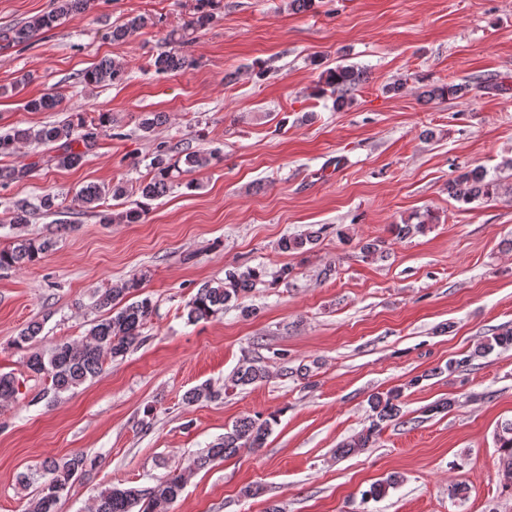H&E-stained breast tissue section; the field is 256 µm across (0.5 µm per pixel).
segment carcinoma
I'll return each instance as SVG.
<instances>
[{
  "mask_svg": "<svg viewBox=\"0 0 512 512\" xmlns=\"http://www.w3.org/2000/svg\"><path fill=\"white\" fill-rule=\"evenodd\" d=\"M90 0H55L54 8L46 13L35 15L23 25L0 32V47L5 49L15 44L30 41L38 34L56 27L61 20L86 11ZM219 0H191L189 12L181 27L168 34L170 50L155 58L153 66L158 73L179 72L192 64L186 47L192 42L194 31L207 25L213 18V11ZM154 26L156 22L146 16H136L112 27V40L125 41L137 31ZM125 78L123 66L114 60L104 59L98 65L82 74V82L88 87L103 84H119ZM361 81V72L353 65H338L323 72L315 94L321 95L330 88L336 94L334 104L342 110L350 104L351 91ZM471 89V84L442 83L430 86L424 95L431 100L448 97H461ZM60 97L45 94L25 103L29 112H40L55 108ZM112 129V115L102 112L89 118L81 112H74L71 118L57 124L45 125L39 129L14 127L0 132V157L16 153L21 144H36L43 147L37 154L38 160L24 168L0 166V187L26 177L43 164H53L59 168H76L97 146L101 136ZM174 147L166 141L156 143L149 162V174L134 187L127 188L116 184L101 187L94 184L80 188L73 196V203L84 211L97 212L104 224H136L145 215V202L162 197L175 185H183L191 190L196 187L194 180H186L183 175L210 166L218 158L215 150H195L185 153L182 160L173 158ZM512 192V186H504L496 177L480 167L458 171L448 180V196L463 205L475 202H488L502 191ZM139 195L142 201L136 207L122 211L100 209V203L107 196L119 199L128 193ZM57 196L46 193L38 198L37 204L26 200L14 203L9 212L8 226L15 230L10 245L0 248V270L19 269L42 258L56 245L57 238L72 229L70 224H57L41 236L30 237L21 232L28 224L34 208L52 211L57 207ZM432 221V215L423 216L417 224L392 225L396 237L403 238L414 232H421ZM322 226L305 234L285 236L280 239L278 249L284 254L305 251L314 245L325 232ZM292 268L284 265L271 275L264 267L240 266L224 270V278L208 282L198 288L186 304V321L192 324L208 320L224 311V306L246 297L258 285L265 283L270 276L276 281H285ZM146 274L132 273L110 288L98 293L95 301L98 309L106 312V317L91 324L86 339L81 342L61 341L49 352L37 350L32 342L41 332V324L34 322L23 329L15 339V344L26 351L25 366L36 374L45 375L50 386L45 388L43 397L55 400L61 394L70 392L85 382L98 376L108 362L126 357L137 344L144 341L143 326L155 312V304L149 297L141 296ZM512 348V328L492 334L484 346L473 352L480 356L494 348ZM269 370L260 360H248L232 374L230 387L252 385L268 378ZM19 387L16 378L10 373H0V402H10L17 398ZM221 393L205 384L187 392L185 399L198 402L212 400ZM402 390L392 389L386 393H376L368 398L371 409L369 426L343 442L336 448L341 456L359 453L375 442L383 429V424L400 418ZM275 416L265 420L242 417L235 421L224 436L210 444L195 456L192 464L179 468L151 486L106 487L94 498L92 512H133L141 506V512H168L184 490L188 478L195 470H202L218 459L231 457L240 450L256 451L262 447L271 433ZM496 445L499 451L500 471L504 484L512 488V421L500 426ZM96 466V460L82 453H74L60 460H52L44 467V481L38 483L30 497L25 512H58V505L67 497L72 486L88 471Z\"/></svg>",
  "mask_w": 512,
  "mask_h": 512,
  "instance_id": "cac0c4a2",
  "label": "carcinoma"
}]
</instances>
